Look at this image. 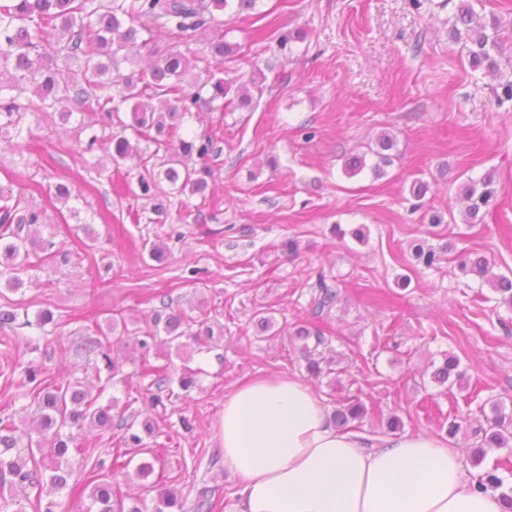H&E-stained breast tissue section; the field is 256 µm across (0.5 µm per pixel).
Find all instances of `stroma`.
I'll return each mask as SVG.
<instances>
[{"label":"stroma","instance_id":"35a3bbf8","mask_svg":"<svg viewBox=\"0 0 512 512\" xmlns=\"http://www.w3.org/2000/svg\"><path fill=\"white\" fill-rule=\"evenodd\" d=\"M453 0H258L250 16L224 17V38L234 44L223 77L242 82L264 76L247 111L207 112L188 119L190 135L214 136L219 150L206 196H185L182 209L156 215L136 195L141 172L123 162L102 174L104 150L81 153L89 130L81 115L64 125L35 123L22 153L0 144V184L40 209L66 247L90 252L86 262L38 272L19 291L0 288V306L17 313L0 327V411L34 418L26 398L27 370L59 380L87 381L100 403L115 400L149 410L155 434L146 449L158 455L155 474L196 512L201 490L213 512H235L237 481L224 470L216 434L224 396L243 380L274 375L307 379L297 328L321 331L329 375L312 381L327 413L361 401L375 418L361 431L387 435L399 418L404 431L446 436L470 479L472 428L485 420L491 400L512 398V312L494 293L454 263L417 266L412 246L437 251L447 244L485 256L496 274L512 275V102L497 105L495 76L472 71L459 44L448 38ZM295 38L281 43L283 33ZM396 141L397 156L384 175L372 170L380 135ZM363 156L365 168L345 172ZM492 173L498 190L482 222L463 221L458 186ZM74 181L73 207L90 219L80 229L52 187ZM428 185L423 199L409 193L414 179ZM363 228L366 242L351 232ZM297 244L288 253V241ZM165 251L152 261V244ZM340 288L330 315L316 318L311 299L318 275ZM408 275V287L396 280ZM169 296L174 309L206 313L223 336L189 342L186 355L167 346L123 349L121 368L98 383L94 360L76 354L88 326L124 316L129 336ZM51 311L53 323L36 324ZM266 312L278 336L258 333L253 319ZM456 355L464 388L432 382L444 355ZM195 372L196 385L180 398L151 406L153 369L179 378ZM123 430L88 428L80 440L90 458H73L70 488L43 494L54 512H84L86 478L95 464L112 483L154 512L156 495L135 476L140 449L117 460Z\"/></svg>","mask_w":512,"mask_h":512}]
</instances>
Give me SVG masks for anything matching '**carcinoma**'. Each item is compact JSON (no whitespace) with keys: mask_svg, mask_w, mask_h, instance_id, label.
<instances>
[{"mask_svg":"<svg viewBox=\"0 0 512 512\" xmlns=\"http://www.w3.org/2000/svg\"><path fill=\"white\" fill-rule=\"evenodd\" d=\"M258 0H0V143L16 152L18 139L30 131L28 118L36 122H67L73 111L93 112L101 116L102 134H91L80 144L92 153L102 144L112 146V160L119 162L131 154L139 156L145 173L138 178L141 194L147 197L179 198L185 194L205 195L207 161L214 154V140L209 135L188 140L181 135L184 119L205 107L215 112L223 109H247L252 105L251 89H262L256 75H251L229 97L232 82L212 75L202 83L187 84L185 76L191 62L210 71L209 59L224 58L233 52L224 40V13L239 16L255 9ZM146 20L168 35L171 43L160 52L152 39L142 37ZM500 22L495 16L477 12L473 0H459L448 37L466 49L468 64L474 72L497 74L504 52ZM208 33L204 54L193 59L179 44L199 40ZM144 57L145 69L128 73L121 64H136ZM63 60L65 68L56 61ZM158 100L154 108L150 101ZM130 113L131 121L124 119ZM166 182L167 190L160 189ZM494 180L486 175L478 181L469 179L459 187L465 218L475 221L494 195ZM43 223L42 212L25 197L14 194L12 184L0 185V283L17 292L24 286L21 274L40 269L45 264L65 266L74 252L55 235L41 237L37 227ZM418 264L432 268L440 255L432 247L416 248ZM458 269L475 275L500 296V302L512 309V277L494 274L489 260L475 259L469 253L455 257ZM313 314H329L337 303L339 290L324 277L317 281ZM164 343L180 351L181 339L213 337V329L203 319L169 310V304L154 311L137 344L147 349L159 336ZM295 335L302 342L301 352L308 373L324 374L316 355L326 340L317 331L300 327ZM103 342L89 333L77 351L90 356L101 350ZM30 397L37 416L27 438L18 435L14 416L0 417V477L10 475L22 490L35 491L42 499L43 490L58 493L69 487L71 458L87 456L68 430L89 425L112 430V423L124 419L112 415L114 404L101 405L98 397L78 381L37 379L29 369ZM440 386L462 385L464 375L459 360L448 355L434 373ZM492 417L486 426L474 430L475 449L470 455L473 466H480L488 451L512 446V411L504 405H491ZM368 409L360 402L336 408V426L348 428L361 421ZM90 492L87 512H141L138 503L124 504L121 490L101 470L88 476ZM480 490H502L506 512H512V486L504 488L498 467L482 472L477 479Z\"/></svg>","mask_w":512,"mask_h":512,"instance_id":"1","label":"carcinoma"}]
</instances>
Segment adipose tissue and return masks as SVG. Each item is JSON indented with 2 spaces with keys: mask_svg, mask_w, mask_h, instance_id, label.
I'll return each mask as SVG.
<instances>
[{
  "mask_svg": "<svg viewBox=\"0 0 512 512\" xmlns=\"http://www.w3.org/2000/svg\"><path fill=\"white\" fill-rule=\"evenodd\" d=\"M217 439L238 480L236 512H505L499 492L466 477L446 439L339 431L293 376L226 395Z\"/></svg>",
  "mask_w": 512,
  "mask_h": 512,
  "instance_id": "adipose-tissue-1",
  "label": "adipose tissue"
}]
</instances>
